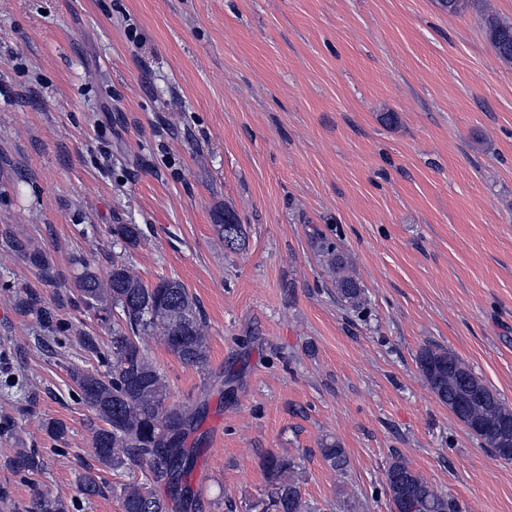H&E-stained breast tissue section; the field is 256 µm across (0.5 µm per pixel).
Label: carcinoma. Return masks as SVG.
<instances>
[{"instance_id": "cac0c4a2", "label": "carcinoma", "mask_w": 512, "mask_h": 512, "mask_svg": "<svg viewBox=\"0 0 512 512\" xmlns=\"http://www.w3.org/2000/svg\"><path fill=\"white\" fill-rule=\"evenodd\" d=\"M484 21L496 56L512 64V23L494 14L487 15ZM216 230L227 249L236 251L245 246L247 232L233 210L224 208V223L216 225ZM112 235L131 247L145 240L143 230L136 224H114ZM320 252L335 276L337 300L352 308L360 306L363 289L336 245L322 242ZM74 287L99 320L108 321L112 311L120 316L112 327V375L89 371L73 375L78 399L103 423L92 436L95 459L102 467L131 476L120 490L122 512H167V502L155 486L165 485L173 497H191L195 457L191 449L183 447V441L198 426L204 405L193 409L165 404V380L152 362L144 338L163 337L168 350L184 365L206 364L208 346L200 308L177 280L163 279L152 288L144 286L122 258L112 259V269L104 279L85 268L75 278ZM418 365L439 401L451 411L458 402H467L461 421L497 455L512 460V409L473 369L441 348L422 349ZM505 426L511 437L507 443L503 439ZM319 451L332 470H344L347 454L340 442L325 443ZM144 468L151 477L143 481L135 478V471ZM265 469L268 484L262 497L251 504V512H306L294 458L272 453L265 460ZM403 485L418 504L413 512L457 509L448 496L436 491L397 455L386 471L384 486L396 512H405Z\"/></svg>"}]
</instances>
